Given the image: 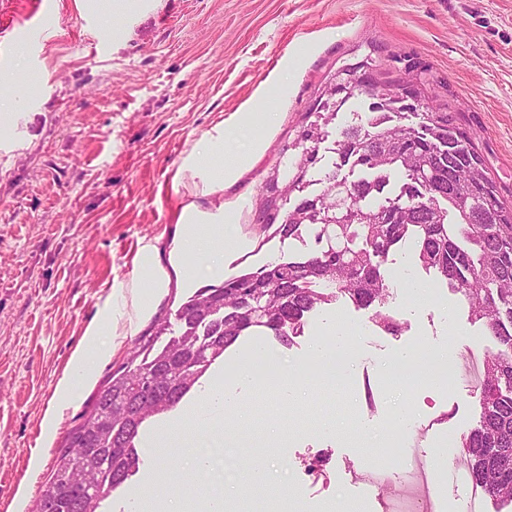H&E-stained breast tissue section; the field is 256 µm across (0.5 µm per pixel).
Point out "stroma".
<instances>
[{"label":"stroma","instance_id":"35a3bbf8","mask_svg":"<svg viewBox=\"0 0 512 512\" xmlns=\"http://www.w3.org/2000/svg\"><path fill=\"white\" fill-rule=\"evenodd\" d=\"M113 23L124 28L122 40L106 38ZM18 43L24 75L13 92L29 138L25 147L0 150V512L20 505L33 512L60 447L112 373L152 335L156 320L173 317L192 296L181 275H172L136 335L110 338L111 354L57 413L54 436L43 443L56 384L113 281L129 280L140 239H156L161 263L169 261L186 201L171 190L181 156L212 123L239 111L276 67L287 66L288 82L269 89L265 109L278 113V125L254 167L224 191L240 234L252 241L225 260V277L299 250V242L260 233L256 202L300 116L346 63L370 58L394 78L421 72L430 105L469 131L502 199L512 203V0H150L118 17L86 12L82 0H0V68L18 59ZM387 269L390 279L406 273L431 285L428 297L391 302L397 334L382 330L373 310L340 299L310 313L292 345L241 337L202 386L147 421L142 441L174 428L175 445L156 456L142 452L138 473L102 502L103 512H131L132 492L161 465L171 473L164 495L179 512H199L209 496L223 497L225 512H274L288 501L301 512L348 505L388 512L350 471L399 468L406 448L428 451L440 476L447 462L431 451L476 426V377L496 346L471 322L461 295L433 281L409 249L394 250ZM343 322L363 329L357 364L369 370L372 405L354 389L319 385L289 402L235 386L243 356L258 351L282 372L303 374L314 342L335 344ZM457 347L468 359L456 384L408 391L387 380L386 363L400 350ZM215 379L229 386L237 406L208 423L203 386ZM402 405L413 422L399 433L388 420ZM274 430L280 440L272 445ZM225 447L237 465L267 471L265 489L246 494L225 477L222 459L210 454ZM36 453L42 463L34 469ZM206 454L210 468L201 479L189 461Z\"/></svg>","mask_w":512,"mask_h":512}]
</instances>
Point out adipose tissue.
Segmentation results:
<instances>
[{"label":"adipose tissue","mask_w":512,"mask_h":512,"mask_svg":"<svg viewBox=\"0 0 512 512\" xmlns=\"http://www.w3.org/2000/svg\"><path fill=\"white\" fill-rule=\"evenodd\" d=\"M263 97V92H256L243 111L228 113L212 124L180 159L171 188L176 193L188 191L190 200L181 210V232L173 242L172 253L186 285L196 284L203 272L220 275L225 255L250 246L245 238L227 237V230L237 226L236 213L219 198L263 153L266 133L277 124V113L260 111ZM231 129L249 130L252 139L245 151L228 156L224 153V138ZM157 257L155 240L142 239L130 281L113 283L111 296L99 308L100 322L88 326L83 343L73 353L68 370L56 387L59 401H70L77 388L92 379L98 362L109 354V346L101 340L104 328L118 326L123 335L132 336L141 322L152 315L156 301L170 285V277ZM270 368L263 354H255L241 364L237 382L250 389L278 386L282 391H291L293 383L287 375L271 376Z\"/></svg>","instance_id":"obj_1"}]
</instances>
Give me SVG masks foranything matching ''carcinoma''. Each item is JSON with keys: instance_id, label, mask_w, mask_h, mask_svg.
<instances>
[{"instance_id": "obj_1", "label": "carcinoma", "mask_w": 512, "mask_h": 512, "mask_svg": "<svg viewBox=\"0 0 512 512\" xmlns=\"http://www.w3.org/2000/svg\"><path fill=\"white\" fill-rule=\"evenodd\" d=\"M425 83L389 79L367 59L331 75L283 145L286 161L267 176L256 217L261 232L312 247L197 289L176 311L179 334L157 349L170 328L159 324L69 432L34 512H97L138 472L135 439L147 418L175 408L242 336L271 333L289 345L307 314L340 297L374 308L384 330L399 331L387 312L394 288L385 265L401 245L467 300L496 342L480 418L462 448L475 483L512 502V205L467 132L426 102ZM378 87L383 99L370 103L365 123L335 132L323 166L320 145L338 112ZM416 108L420 122L402 123L404 110ZM346 191L353 207H335Z\"/></svg>"}]
</instances>
